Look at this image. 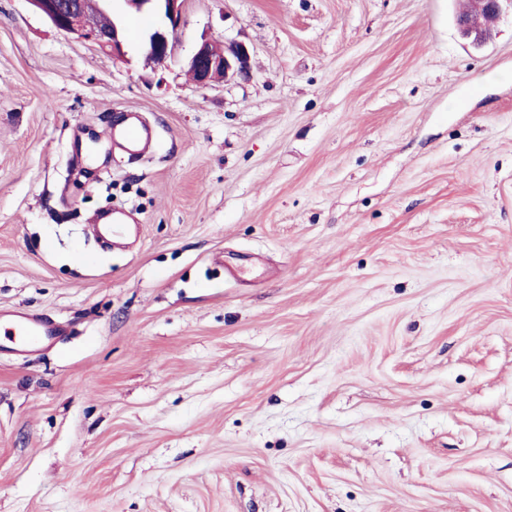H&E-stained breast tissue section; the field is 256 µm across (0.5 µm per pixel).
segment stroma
Wrapping results in <instances>:
<instances>
[{
	"mask_svg": "<svg viewBox=\"0 0 512 512\" xmlns=\"http://www.w3.org/2000/svg\"><path fill=\"white\" fill-rule=\"evenodd\" d=\"M466 2L186 0L152 68L158 17L118 57L0 0V307L70 325L0 352V512H512V9ZM503 4H509L512 9L511 0H477V9L485 15V23L475 27L465 19H460L458 24L462 36L475 45L484 43L491 34L492 25L498 19ZM250 59V49L243 41L216 44L204 40L189 58L188 72L197 87L221 80L246 81L250 78ZM107 136L113 146L132 157L144 154L154 137L152 126L142 119L141 112L129 109L121 118L109 125ZM130 226L127 214L123 211H115L93 218L91 231L103 243L111 244L114 238L129 236L133 232Z\"/></svg>",
	"mask_w": 512,
	"mask_h": 512,
	"instance_id": "stroma-1",
	"label": "stroma"
}]
</instances>
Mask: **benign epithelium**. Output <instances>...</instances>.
<instances>
[{
  "mask_svg": "<svg viewBox=\"0 0 512 512\" xmlns=\"http://www.w3.org/2000/svg\"><path fill=\"white\" fill-rule=\"evenodd\" d=\"M28 2L60 32L76 35L117 56L123 53L127 19L155 14L161 17V23L146 34L143 52L146 62L162 64L173 54L186 0H120L123 7L119 15L114 14L113 0ZM505 4L512 6V0H477V9L485 15V23L475 27L464 19L459 20L462 36L475 45L484 43ZM109 14L112 19L108 26L100 27L94 23L96 16ZM250 59V49L243 41L226 40L216 44L205 40L189 58L188 72L198 87H207L221 80L246 81L250 78Z\"/></svg>",
  "mask_w": 512,
  "mask_h": 512,
  "instance_id": "benign-epithelium-1",
  "label": "benign epithelium"
}]
</instances>
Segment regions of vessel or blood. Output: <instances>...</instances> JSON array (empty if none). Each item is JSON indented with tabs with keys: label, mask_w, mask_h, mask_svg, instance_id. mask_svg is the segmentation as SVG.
Segmentation results:
<instances>
[{
	"label": "vessel or blood",
	"mask_w": 512,
	"mask_h": 512,
	"mask_svg": "<svg viewBox=\"0 0 512 512\" xmlns=\"http://www.w3.org/2000/svg\"><path fill=\"white\" fill-rule=\"evenodd\" d=\"M113 146L132 157L144 154L154 137L152 126L141 112L130 109L107 130ZM91 231L103 243L127 237L132 229L125 212L116 211L93 218ZM67 331L65 323L57 318L31 313L20 307L0 308V351L17 354L29 351H46L57 343Z\"/></svg>",
	"instance_id": "1"
}]
</instances>
